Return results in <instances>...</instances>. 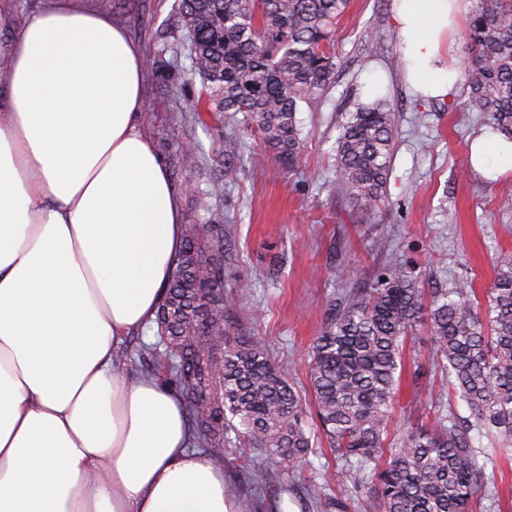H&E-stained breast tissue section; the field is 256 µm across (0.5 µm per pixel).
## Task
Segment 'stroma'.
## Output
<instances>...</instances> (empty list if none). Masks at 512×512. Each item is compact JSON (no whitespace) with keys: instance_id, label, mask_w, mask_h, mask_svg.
<instances>
[{"instance_id":"stroma-1","label":"stroma","mask_w":512,"mask_h":512,"mask_svg":"<svg viewBox=\"0 0 512 512\" xmlns=\"http://www.w3.org/2000/svg\"><path fill=\"white\" fill-rule=\"evenodd\" d=\"M109 13L143 47L144 124L183 200V221L198 223L205 208L224 215V324L232 335L259 340L303 402L311 434L306 460L285 465L240 444L224 450V475L241 512H319L313 492L339 498L347 512H363L360 486L343 472L321 429L307 366L330 303L374 283L389 255H398L425 291L465 282L485 299L498 250L512 248V170L487 179L468 161L470 140L485 131L480 113L463 110L466 91L445 100L413 94L395 66L399 50L391 0H350L336 26L340 66L319 100L297 114L302 153L298 167L281 169L253 127L224 114L191 118L192 63L177 24L178 0H87ZM384 70L397 133L385 198L377 212L352 223V208L330 189L336 140L348 112L361 100L372 69ZM236 142L237 178L224 194L207 196L223 180L227 142ZM196 144L202 160L184 168L180 147ZM245 294H238V287ZM427 337L407 342L392 428L406 421L431 425L433 408L448 400L441 372L416 375Z\"/></svg>"}]
</instances>
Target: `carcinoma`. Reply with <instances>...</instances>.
<instances>
[{"label":"carcinoma","mask_w":512,"mask_h":512,"mask_svg":"<svg viewBox=\"0 0 512 512\" xmlns=\"http://www.w3.org/2000/svg\"><path fill=\"white\" fill-rule=\"evenodd\" d=\"M349 0H180L194 74L191 102L204 112L241 113L275 161L300 160V105L324 96L339 57L336 24ZM463 109L481 112L512 138V0H478L465 33ZM395 115L382 97L357 104L336 146L331 191L363 215L383 198L394 151ZM224 217L208 212L185 226L184 249L164 301L173 328L158 331L164 361L192 399L195 444L224 462L242 439L293 464L310 448L302 405L285 374L258 342L212 339L224 329ZM481 303L466 284L431 299L398 256L369 288L329 305L308 353L317 417L336 458L361 474L365 512H488L481 490L492 453L512 449V251L501 250ZM423 327L425 363L448 376L463 401L438 409L432 427L410 424L390 438L402 351ZM495 442L493 452L475 436ZM484 462H479V457Z\"/></svg>","instance_id":"carcinoma-1"}]
</instances>
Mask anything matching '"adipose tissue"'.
Returning <instances> with one entry per match:
<instances>
[{
	"instance_id": "adipose-tissue-1",
	"label": "adipose tissue",
	"mask_w": 512,
	"mask_h": 512,
	"mask_svg": "<svg viewBox=\"0 0 512 512\" xmlns=\"http://www.w3.org/2000/svg\"><path fill=\"white\" fill-rule=\"evenodd\" d=\"M471 0H392L410 87L454 95ZM0 512H235L191 416L115 354L150 324L184 248L181 198L142 123L145 55L111 15L0 10ZM474 170L512 167L485 133Z\"/></svg>"
}]
</instances>
